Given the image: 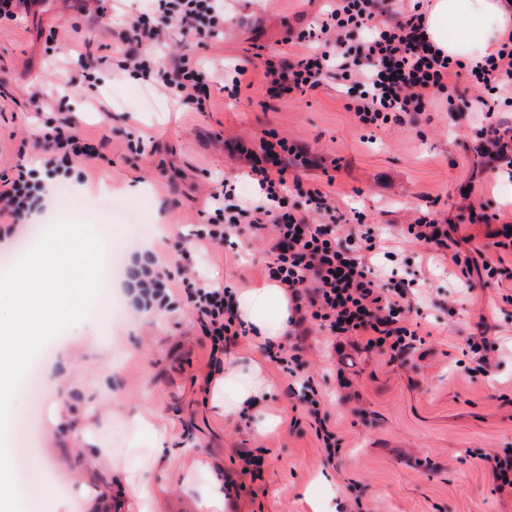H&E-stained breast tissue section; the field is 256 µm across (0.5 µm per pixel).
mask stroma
Segmentation results:
<instances>
[{"instance_id":"35a3bbf8","label":"stroma","mask_w":512,"mask_h":512,"mask_svg":"<svg viewBox=\"0 0 512 512\" xmlns=\"http://www.w3.org/2000/svg\"><path fill=\"white\" fill-rule=\"evenodd\" d=\"M85 9V0H31L14 20H0V176L12 175L32 155L38 133L70 119L98 154L87 171L72 169L53 190L45 216L64 220L62 196L82 204L79 218L109 235L122 261L112 293L119 300L111 323L94 333L77 326L50 340L36 357L53 376L58 395L87 408L96 440L122 460L138 431L134 416L155 415L165 446L191 447L212 457L224 483V512H309L305 493L330 484L340 512H512V495L499 492L484 466L487 454L512 456V252L503 251L494 276H463L441 250L412 240L407 226L422 213L450 225V247L494 254L512 228V175L487 166L483 129L512 126V107L487 115L477 101L482 87L468 75L460 97L438 100L403 122L379 128L360 124L351 97L335 75L305 93L268 92L266 60L287 66L303 48L302 29L321 18L330 0H226L219 34L195 46L202 79L211 88L204 111L180 105L154 83H133L117 62L126 50L125 27ZM57 42L47 45L49 32ZM245 85L234 88L239 66ZM97 75L96 89L68 86L82 67ZM68 86V99L57 93ZM286 141L303 153L287 179L327 192L333 214H311L314 224L352 228L371 224L384 233L370 264L387 287L412 283L408 322L421 342L407 358L390 359L352 341H335L307 320L305 366L284 374L241 338L225 346V362L262 363L271 392L269 411L278 431L255 435L250 420L224 419L206 406L211 341L188 306L146 315L130 291L144 247L158 251L164 237L185 236L217 222L212 194L248 206L258 187L248 175L247 153ZM489 214L470 223L469 210ZM235 247L178 257L201 281L250 288L265 280L268 242L249 230ZM487 338L492 366L471 372L468 341ZM312 380L340 453L322 457L311 418L299 401ZM113 393L111 407H89L86 387ZM54 402L43 396L30 437L34 490L21 491L34 512H82L76 482L81 455L64 425L51 421ZM261 457L258 478L242 474L240 452Z\"/></svg>"}]
</instances>
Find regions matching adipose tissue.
<instances>
[{
	"label": "adipose tissue",
	"mask_w": 512,
	"mask_h": 512,
	"mask_svg": "<svg viewBox=\"0 0 512 512\" xmlns=\"http://www.w3.org/2000/svg\"><path fill=\"white\" fill-rule=\"evenodd\" d=\"M424 25L430 38L461 65L471 67L497 54L504 33L512 31V5L506 0H432ZM236 310L251 331L254 345L280 344L287 336L290 318L296 317L294 302L285 288L265 280L241 291ZM269 385L262 366L254 361L229 364L213 374L207 387V405L233 419L250 414L254 431L266 435L276 431L280 420L269 413L265 402ZM137 427L150 437V445L137 449L132 458L113 464L111 475L100 478L97 462L111 459L112 451L96 446L87 427L74 422L71 437L83 454L88 512H112L113 498H121L128 512H159L158 487L149 475L158 469L178 470L191 489L194 512H224V485L212 476L214 462L207 456L194 458L169 452L150 411H140Z\"/></svg>",
	"instance_id": "adipose-tissue-1"
}]
</instances>
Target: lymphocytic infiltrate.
I'll return each instance as SVG.
<instances>
[{
    "label": "lymphocytic infiltrate",
    "instance_id": "lymphocytic-infiltrate-1",
    "mask_svg": "<svg viewBox=\"0 0 512 512\" xmlns=\"http://www.w3.org/2000/svg\"><path fill=\"white\" fill-rule=\"evenodd\" d=\"M374 25L366 41L357 34ZM224 26V0H158L130 22L121 69L133 70L143 80L171 89L190 110H201L206 85L190 54H181L171 70L157 68L151 55L170 28H179L189 42L209 37ZM306 48L288 68L266 66L268 89L274 93L305 91L319 85L333 72L347 82L354 98L353 111L366 126L401 121L403 115L424 111L438 97H457L460 73L448 54L430 40L422 14L413 9L393 22H375L370 0H336L327 20L301 36ZM475 84L500 97L512 95V32L496 55L471 67ZM39 168L18 164L11 177H0V223L24 224L43 211L49 189L47 178L70 171L73 165L92 162L94 154L72 121L61 122L42 137ZM287 168L273 146L250 161V174L261 194L248 207L250 228L270 231L273 261L269 278L286 288L296 303H307L313 319L334 337H359L367 347L397 357L414 349L416 331L407 324L409 286L385 288L368 263V252L379 248L381 237L365 232L364 250L344 242L337 227L309 223L299 211L288 208L284 191ZM140 307L149 311L167 308L176 292H183L221 353L230 339L246 329L233 308L231 287L216 288L183 275H171L166 262L151 258L136 275Z\"/></svg>",
    "mask_w": 512,
    "mask_h": 512
}]
</instances>
